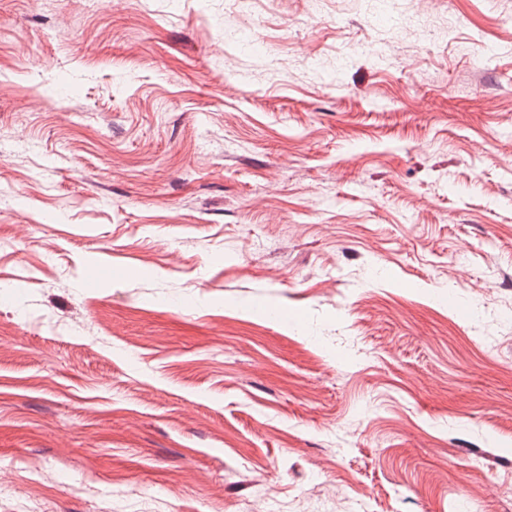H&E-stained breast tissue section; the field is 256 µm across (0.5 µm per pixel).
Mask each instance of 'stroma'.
<instances>
[{
    "label": "stroma",
    "mask_w": 512,
    "mask_h": 512,
    "mask_svg": "<svg viewBox=\"0 0 512 512\" xmlns=\"http://www.w3.org/2000/svg\"><path fill=\"white\" fill-rule=\"evenodd\" d=\"M0 278V512H512V0H0Z\"/></svg>",
    "instance_id": "1"
}]
</instances>
